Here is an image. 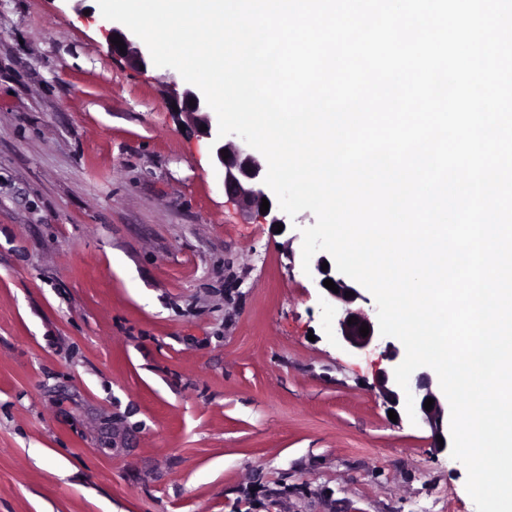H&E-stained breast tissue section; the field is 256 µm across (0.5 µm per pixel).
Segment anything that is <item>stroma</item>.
Masks as SVG:
<instances>
[{
  "label": "stroma",
  "instance_id": "1",
  "mask_svg": "<svg viewBox=\"0 0 512 512\" xmlns=\"http://www.w3.org/2000/svg\"><path fill=\"white\" fill-rule=\"evenodd\" d=\"M97 0H0V512H476ZM115 34H118L119 37H121L122 43L126 44V49H124L125 54H122L120 52L119 46L112 43V52L114 54L125 56L129 62L135 66L146 67L150 57L143 53L139 48L133 46V43L131 40H129L128 35L121 29L112 28V39H114Z\"/></svg>",
  "mask_w": 512,
  "mask_h": 512
}]
</instances>
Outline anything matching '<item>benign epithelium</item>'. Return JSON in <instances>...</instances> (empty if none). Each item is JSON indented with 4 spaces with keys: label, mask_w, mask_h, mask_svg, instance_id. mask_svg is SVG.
Segmentation results:
<instances>
[{
    "label": "benign epithelium",
    "mask_w": 512,
    "mask_h": 512,
    "mask_svg": "<svg viewBox=\"0 0 512 512\" xmlns=\"http://www.w3.org/2000/svg\"><path fill=\"white\" fill-rule=\"evenodd\" d=\"M112 34L121 37L126 44L125 57L135 66L145 67L150 57L139 48L133 46L128 35L118 29H112ZM175 101L179 102L180 110L187 114L190 121L196 126H206L202 134L212 140L213 154L217 168L224 177L225 192L237 199L241 205L250 212H260L262 199L269 202V211L263 214L271 224L285 223V215L279 208L276 197L269 191L264 183L267 172L265 157L249 147L239 136L234 134L217 138L218 124L213 122L210 106L205 98L190 87L183 86L181 91L175 93ZM227 151L228 158H223L222 151ZM328 263V270H322L321 264ZM320 289L323 290L327 302L333 305L338 315L336 317V340L352 349L364 350L371 346L385 345V357L388 361L387 368L383 369L377 377V387L380 397L389 408L396 413L405 409L406 397L404 391L398 386L394 378V369L402 362L403 352L400 345L379 333L378 322L371 319L363 308L368 298L362 293V288L355 283H349L338 276L335 263L332 259L321 256L317 259L312 270ZM331 279L338 286V292L323 286V281ZM353 295L345 297L346 292ZM357 318L353 324H348L350 317ZM368 324L369 334L365 337L359 333L362 324ZM409 390L414 398L416 419L428 425L432 431V437H441L443 442H434L435 447H451L450 415L448 400L443 398L438 382L423 367L415 370L409 380ZM434 399L432 409L424 408L426 399Z\"/></svg>",
    "instance_id": "obj_1"
}]
</instances>
